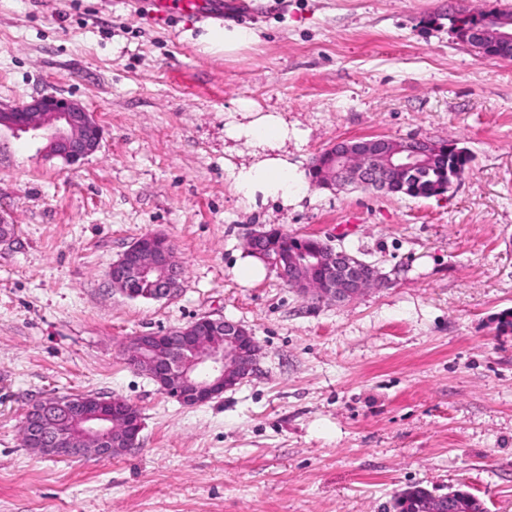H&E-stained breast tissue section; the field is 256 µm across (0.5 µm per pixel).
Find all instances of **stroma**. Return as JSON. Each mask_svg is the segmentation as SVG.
Masks as SVG:
<instances>
[{
	"label": "stroma",
	"mask_w": 512,
	"mask_h": 512,
	"mask_svg": "<svg viewBox=\"0 0 512 512\" xmlns=\"http://www.w3.org/2000/svg\"><path fill=\"white\" fill-rule=\"evenodd\" d=\"M260 30L232 54L212 19L162 24L152 0H0V102L53 93L95 113L99 147L70 165L0 130V512H397L419 486L512 512V60L455 34L456 10L512 0H218ZM253 105L242 112L241 102ZM288 124L299 171L341 140L456 144L441 196L310 186L243 202L225 168L250 114ZM330 240L382 288L315 301L274 268L243 283L248 233ZM147 234L181 286L132 300L108 270ZM210 316L251 330L257 373L186 406L129 367L134 336ZM118 396L143 416L118 457L66 459L22 439L48 394Z\"/></svg>",
	"instance_id": "stroma-1"
}]
</instances>
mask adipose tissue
<instances>
[{
  "label": "adipose tissue",
  "mask_w": 512,
  "mask_h": 512,
  "mask_svg": "<svg viewBox=\"0 0 512 512\" xmlns=\"http://www.w3.org/2000/svg\"><path fill=\"white\" fill-rule=\"evenodd\" d=\"M229 134L253 147L273 152L287 140L288 125L279 115L265 114L231 126ZM229 176L236 192L249 201L260 194L285 202L307 191L305 180L290 169L287 159L274 154L251 166L230 169Z\"/></svg>",
  "instance_id": "ef3b65f1"
}]
</instances>
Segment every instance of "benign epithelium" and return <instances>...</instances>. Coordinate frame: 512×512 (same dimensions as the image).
I'll return each mask as SVG.
<instances>
[{
    "mask_svg": "<svg viewBox=\"0 0 512 512\" xmlns=\"http://www.w3.org/2000/svg\"><path fill=\"white\" fill-rule=\"evenodd\" d=\"M460 38L485 56L498 58L501 44L512 42V28L490 8L470 12L456 25ZM28 132L45 141L49 155L74 165L99 146L100 126L93 113L78 100L42 94L29 102L0 105V128ZM429 143L412 138L405 141L375 139L368 142L342 140L331 146L332 177L338 184L352 183L367 190L387 189L393 177L415 180L429 165ZM316 267L324 272L320 288L301 292L336 302L353 299L381 283L378 269L333 246L316 256ZM164 276L157 288L145 292L138 282L150 270ZM180 266L167 239L151 234L135 241L109 268L114 287L130 298L163 299L178 287ZM261 348L244 326L203 316L165 333L136 337L128 351L127 364L147 374L160 391L179 402L205 404L251 378ZM142 414L121 397L50 396L36 403L25 415L22 433L28 447L47 453L66 445L72 457L89 453L107 457L125 452L139 442Z\"/></svg>",
    "mask_w": 512,
    "mask_h": 512,
    "instance_id": "7a95c632",
    "label": "benign epithelium"
}]
</instances>
